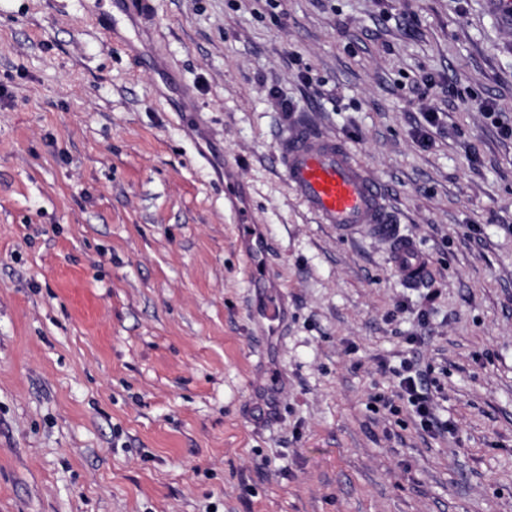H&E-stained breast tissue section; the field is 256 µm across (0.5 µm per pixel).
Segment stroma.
<instances>
[{
  "instance_id": "stroma-1",
  "label": "stroma",
  "mask_w": 512,
  "mask_h": 512,
  "mask_svg": "<svg viewBox=\"0 0 512 512\" xmlns=\"http://www.w3.org/2000/svg\"><path fill=\"white\" fill-rule=\"evenodd\" d=\"M495 2L0 0V512H512ZM303 121L381 183L418 286L290 191ZM238 232L242 239L246 240L248 243L251 242V246L247 252V273L249 279L255 283L264 281L270 275V269L264 259V252L252 246L254 225L246 223L238 224ZM397 398L409 407L421 419V422L431 423V399L424 392L422 379L411 374V368L405 367L397 374Z\"/></svg>"
}]
</instances>
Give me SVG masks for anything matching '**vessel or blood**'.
Segmentation results:
<instances>
[{
	"label": "vessel or blood",
	"instance_id": "b4317fda",
	"mask_svg": "<svg viewBox=\"0 0 512 512\" xmlns=\"http://www.w3.org/2000/svg\"><path fill=\"white\" fill-rule=\"evenodd\" d=\"M276 156L291 190L319 223L341 230H365L389 241L400 276L411 285L421 282L426 262L411 238L402 236L386 211L384 191L355 160L343 142L298 124L277 143ZM251 281L270 274L261 249L247 252Z\"/></svg>",
	"mask_w": 512,
	"mask_h": 512
}]
</instances>
